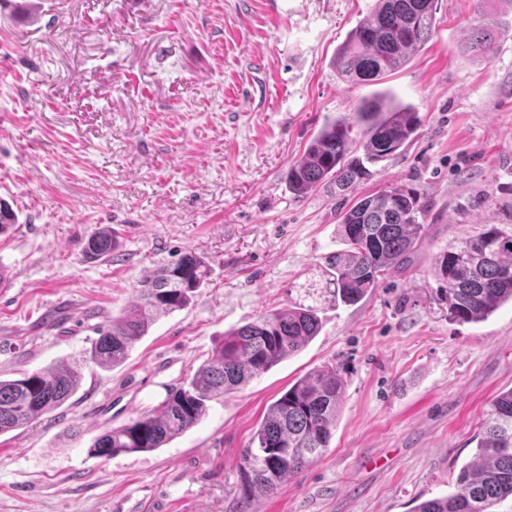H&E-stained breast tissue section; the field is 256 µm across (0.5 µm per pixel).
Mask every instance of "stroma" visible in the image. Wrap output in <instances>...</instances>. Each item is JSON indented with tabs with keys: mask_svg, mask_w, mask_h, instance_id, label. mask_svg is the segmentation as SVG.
<instances>
[{
	"mask_svg": "<svg viewBox=\"0 0 512 512\" xmlns=\"http://www.w3.org/2000/svg\"><path fill=\"white\" fill-rule=\"evenodd\" d=\"M375 0H0V377L62 363L78 392L0 437V512H411L448 495L487 404L512 388V305L448 316L431 271L449 243L497 225L512 235V0H437L438 26L381 83L332 64ZM505 34L461 49L488 17ZM390 91L422 124L354 192L297 198L284 176L308 140L363 98ZM404 184L425 205L410 262L353 305L320 306L300 352L153 452L90 456L105 429L158 405L225 332L300 302L298 285L343 247L340 211ZM109 225L112 258L87 261ZM192 253L205 285L160 316L126 361L88 351L98 324L147 274ZM345 388L326 453L286 489L243 501L238 464L269 404L316 368Z\"/></svg>",
	"mask_w": 512,
	"mask_h": 512,
	"instance_id": "35a3bbf8",
	"label": "stroma"
}]
</instances>
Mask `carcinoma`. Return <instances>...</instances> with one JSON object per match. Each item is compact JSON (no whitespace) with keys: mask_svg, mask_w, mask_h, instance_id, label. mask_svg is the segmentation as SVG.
I'll use <instances>...</instances> for the list:
<instances>
[{"mask_svg":"<svg viewBox=\"0 0 512 512\" xmlns=\"http://www.w3.org/2000/svg\"><path fill=\"white\" fill-rule=\"evenodd\" d=\"M435 0H376L373 11L349 32L334 58L338 75L351 84L379 83L404 68L435 29ZM502 34L492 23L475 28L462 46L478 54ZM421 118L413 107L388 93L363 99L355 110L333 120L309 140L285 173L288 191L303 198L321 186L348 193L370 175L369 166L404 150ZM424 212L417 192L403 185L358 198L339 213L345 248L325 257L322 276L302 284L312 303L278 308L224 334L207 361L153 410L104 431L88 453L112 458L156 450L185 433L211 400L245 388L318 336L322 321L316 303L353 305L372 293L381 277L408 264L421 238ZM19 223L0 200V234ZM118 247L112 228H99L85 243L90 260L105 259ZM432 271L444 282L441 297L456 322L487 319L512 303V235L495 226L448 245L435 256ZM207 270L195 255L145 277L134 300L112 323L97 329L90 359L101 368L123 363L133 346L162 314L186 308L205 282ZM81 376L71 367H47L18 379H0V436L27 426L67 402ZM336 368H318L295 381L266 409L238 467L242 497L285 489L329 447L344 395ZM512 499V388L489 402L470 463L454 491L421 502L415 512H495Z\"/></svg>","mask_w":512,"mask_h":512,"instance_id":"obj_1","label":"carcinoma"}]
</instances>
